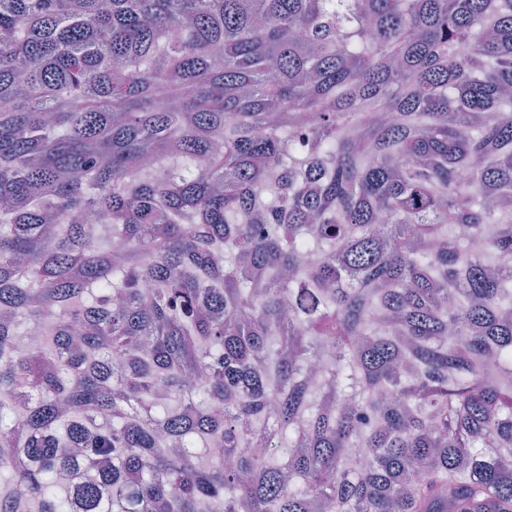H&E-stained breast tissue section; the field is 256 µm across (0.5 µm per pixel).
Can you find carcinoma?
I'll return each instance as SVG.
<instances>
[{"label": "carcinoma", "mask_w": 512, "mask_h": 512, "mask_svg": "<svg viewBox=\"0 0 512 512\" xmlns=\"http://www.w3.org/2000/svg\"><path fill=\"white\" fill-rule=\"evenodd\" d=\"M510 89L512 0H0V512H512Z\"/></svg>", "instance_id": "cac0c4a2"}]
</instances>
